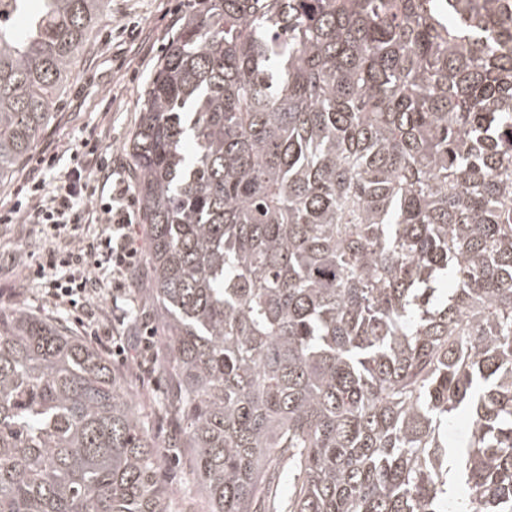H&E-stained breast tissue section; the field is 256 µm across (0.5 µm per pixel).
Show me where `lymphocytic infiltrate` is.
<instances>
[{
  "instance_id": "lymphocytic-infiltrate-1",
  "label": "lymphocytic infiltrate",
  "mask_w": 512,
  "mask_h": 512,
  "mask_svg": "<svg viewBox=\"0 0 512 512\" xmlns=\"http://www.w3.org/2000/svg\"><path fill=\"white\" fill-rule=\"evenodd\" d=\"M64 154L73 167L48 183L47 174ZM15 194L18 203L0 213V223L35 224L44 234L31 277L56 308L72 312L76 322L93 321L91 299L107 289L125 292L144 260L145 234L124 172L98 143L65 142L37 157ZM92 224L99 227L93 236L85 231Z\"/></svg>"
}]
</instances>
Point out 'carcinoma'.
<instances>
[{
	"label": "carcinoma",
	"instance_id": "carcinoma-1",
	"mask_svg": "<svg viewBox=\"0 0 512 512\" xmlns=\"http://www.w3.org/2000/svg\"><path fill=\"white\" fill-rule=\"evenodd\" d=\"M12 2L0 181L105 0ZM207 2L130 143L206 512H512V0ZM162 461L101 352L0 311V512H177Z\"/></svg>",
	"mask_w": 512,
	"mask_h": 512
}]
</instances>
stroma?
I'll list each match as a JSON object with an SVG mask.
<instances>
[{"mask_svg": "<svg viewBox=\"0 0 512 512\" xmlns=\"http://www.w3.org/2000/svg\"><path fill=\"white\" fill-rule=\"evenodd\" d=\"M203 8L202 0H110L92 32L88 49L71 68L54 117L37 142L36 151L62 142L92 139L104 130L114 163L132 170L127 144L138 125L139 108L151 77L185 19ZM41 248L35 226L0 223L1 311L22 306L48 318L56 316L41 285L26 274L33 255L39 254ZM120 304L126 312L123 322L113 321L107 300L100 302L96 318L111 323L113 334L130 344L140 334L142 315H154V302L143 284L132 287ZM149 356L151 361L145 368L116 356L111 362L123 373L128 390L143 407L150 436L163 449L160 478L179 492L178 512H204L191 456L175 453L170 447L179 433L180 422L162 401L161 347H153Z\"/></svg>", "mask_w": 512, "mask_h": 512, "instance_id": "1", "label": "stroma"}]
</instances>
